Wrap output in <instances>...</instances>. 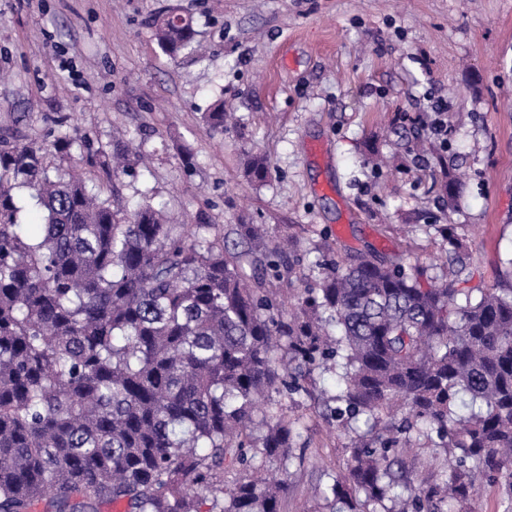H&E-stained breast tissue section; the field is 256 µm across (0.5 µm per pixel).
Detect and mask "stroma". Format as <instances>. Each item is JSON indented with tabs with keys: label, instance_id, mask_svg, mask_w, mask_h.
I'll return each mask as SVG.
<instances>
[{
	"label": "stroma",
	"instance_id": "obj_1",
	"mask_svg": "<svg viewBox=\"0 0 512 512\" xmlns=\"http://www.w3.org/2000/svg\"><path fill=\"white\" fill-rule=\"evenodd\" d=\"M171 9L196 30L175 58L151 26ZM219 97L234 114L221 132L202 119ZM63 132L95 152L138 145L141 162L113 180L86 168L120 206L148 197L229 241L241 224L292 238L285 304L357 250L435 279L436 224L467 243L474 284L512 286V0H0V145L37 144L64 170ZM255 153L268 163L260 182L244 172ZM336 390L335 371L318 369L262 407L299 434L296 458L260 464L288 481L283 512L342 508L329 488L367 427L331 420ZM406 464L413 486L444 479L440 449Z\"/></svg>",
	"mask_w": 512,
	"mask_h": 512
}]
</instances>
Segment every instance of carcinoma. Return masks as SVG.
Wrapping results in <instances>:
<instances>
[{
  "instance_id": "obj_1",
  "label": "carcinoma",
  "mask_w": 512,
  "mask_h": 512,
  "mask_svg": "<svg viewBox=\"0 0 512 512\" xmlns=\"http://www.w3.org/2000/svg\"><path fill=\"white\" fill-rule=\"evenodd\" d=\"M175 57L195 39L175 11L152 20ZM224 103L204 114L224 130ZM134 162L111 164L107 176ZM29 189L42 222L23 225L0 181V512H280L284 481L256 475L260 457H292L281 414L253 433L259 400L302 390L303 369L338 368L339 426L366 417L330 487L348 512H471L477 476L512 499V288H475L462 244L448 242L440 284L402 260L349 255L317 288L282 304L268 281L294 257L254 224L224 248L181 231L146 199L132 210L102 196L78 166L53 175L42 147L0 148V172ZM264 259L263 274L245 265ZM335 326L339 334L325 331ZM296 362L295 372L282 368ZM461 395L478 406L461 416ZM424 439L447 475L425 495L394 491L402 447ZM230 471L245 476L230 483Z\"/></svg>"
}]
</instances>
